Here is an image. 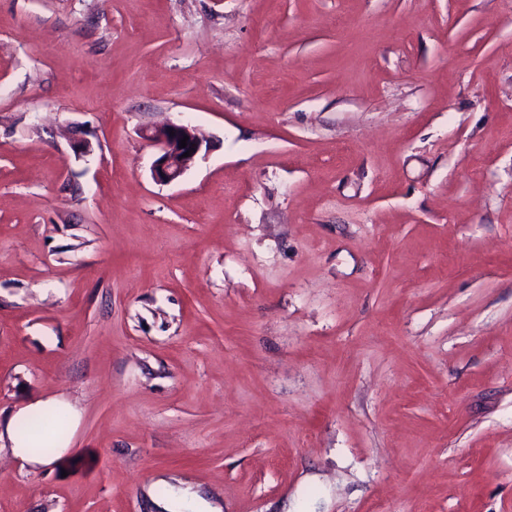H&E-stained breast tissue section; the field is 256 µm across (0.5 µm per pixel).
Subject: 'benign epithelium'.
Listing matches in <instances>:
<instances>
[{"label":"benign epithelium","mask_w":512,"mask_h":512,"mask_svg":"<svg viewBox=\"0 0 512 512\" xmlns=\"http://www.w3.org/2000/svg\"><path fill=\"white\" fill-rule=\"evenodd\" d=\"M185 137L188 138L187 147L181 148L180 140ZM145 138L156 149L151 166L152 176L162 184H170L188 171L201 153L204 142L195 128L178 123L149 129ZM187 151L191 152L188 157L184 156Z\"/></svg>","instance_id":"7a95c632"}]
</instances>
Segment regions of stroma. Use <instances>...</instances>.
Masks as SVG:
<instances>
[{
  "mask_svg": "<svg viewBox=\"0 0 512 512\" xmlns=\"http://www.w3.org/2000/svg\"><path fill=\"white\" fill-rule=\"evenodd\" d=\"M58 398L0 512H512V0H0V431ZM170 131H173L174 135H170ZM144 136L156 149L151 171L153 178L162 184H170L188 171L201 153L204 142L194 127L178 123H167L149 129ZM184 136H189L187 146L179 148L180 140ZM190 148H194L191 156L182 158ZM29 413H33L34 415L38 413L48 414L52 416L60 415L64 417V419L68 422L70 429L74 425V422L76 420V414L69 404L61 400L51 399L47 401H40L37 402L36 404L20 409L13 416V418L10 420L6 427V433L10 442L11 451L16 458L20 459L21 461L27 464H37L42 466L51 465L58 457L61 456V454L65 451L66 448H69L70 437L55 438L51 441V444L55 445L53 447L62 448L61 452L56 456L43 455L34 452L30 448H37V446L32 444L23 436H17L13 430L14 421L24 417ZM162 503L159 502V504ZM161 509L165 512H222L221 505L202 498L190 488L186 489L179 497L164 502Z\"/></svg>",
  "mask_w": 512,
  "mask_h": 512,
  "instance_id": "stroma-1",
  "label": "stroma"
}]
</instances>
